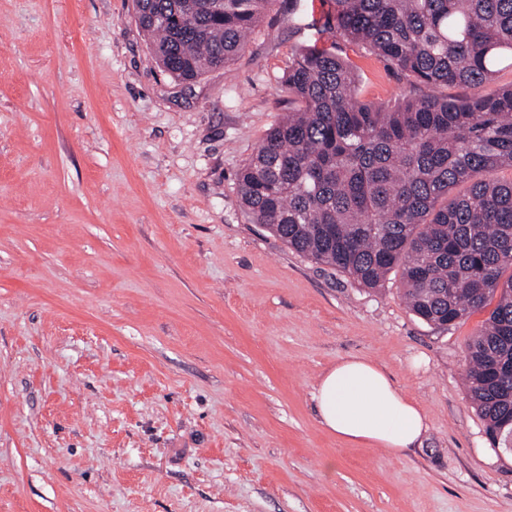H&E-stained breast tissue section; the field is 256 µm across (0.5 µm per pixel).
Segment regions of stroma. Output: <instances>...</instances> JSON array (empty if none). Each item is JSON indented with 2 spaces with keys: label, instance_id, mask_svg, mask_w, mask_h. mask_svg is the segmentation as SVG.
Here are the masks:
<instances>
[{
  "label": "stroma",
  "instance_id": "1",
  "mask_svg": "<svg viewBox=\"0 0 512 512\" xmlns=\"http://www.w3.org/2000/svg\"><path fill=\"white\" fill-rule=\"evenodd\" d=\"M334 9L272 0L186 85L133 0H0V512H512V453L465 385L488 310L421 321L398 274L363 287L239 206L294 49L335 44L362 100L408 88L322 30ZM350 354L423 409L414 447L320 423Z\"/></svg>",
  "mask_w": 512,
  "mask_h": 512
}]
</instances>
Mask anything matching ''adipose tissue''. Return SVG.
I'll return each mask as SVG.
<instances>
[{
  "label": "adipose tissue",
  "instance_id": "obj_1",
  "mask_svg": "<svg viewBox=\"0 0 512 512\" xmlns=\"http://www.w3.org/2000/svg\"><path fill=\"white\" fill-rule=\"evenodd\" d=\"M312 398L321 424L345 443L397 454L427 429L421 408L381 366L359 355L346 356L325 371Z\"/></svg>",
  "mask_w": 512,
  "mask_h": 512
}]
</instances>
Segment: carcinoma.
Returning a JSON list of instances; mask_svg holds the SVG:
<instances>
[{"label":"carcinoma","instance_id":"cac0c4a2","mask_svg":"<svg viewBox=\"0 0 512 512\" xmlns=\"http://www.w3.org/2000/svg\"><path fill=\"white\" fill-rule=\"evenodd\" d=\"M271 0H134L162 71L191 83L242 53ZM325 27L407 80L392 106L358 98L350 62L306 45L288 115L238 175L243 212L367 288L401 271L416 317L446 325L494 305L466 344V387L492 445L512 432V0H335ZM461 85L465 97L443 92Z\"/></svg>","mask_w":512,"mask_h":512}]
</instances>
